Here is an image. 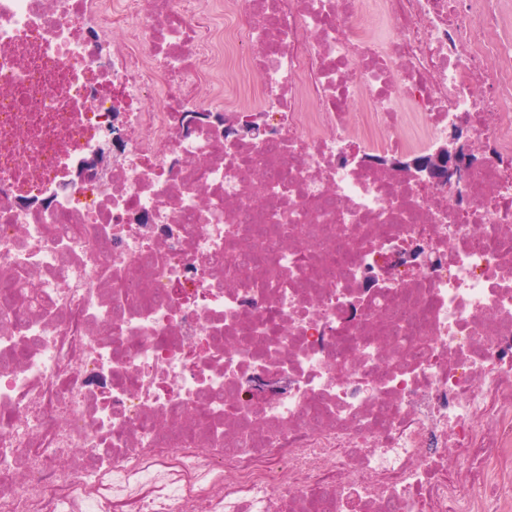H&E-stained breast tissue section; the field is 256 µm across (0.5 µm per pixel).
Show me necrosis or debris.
I'll use <instances>...</instances> for the list:
<instances>
[{
  "instance_id": "1",
  "label": "necrosis or debris",
  "mask_w": 512,
  "mask_h": 512,
  "mask_svg": "<svg viewBox=\"0 0 512 512\" xmlns=\"http://www.w3.org/2000/svg\"><path fill=\"white\" fill-rule=\"evenodd\" d=\"M378 7L381 47L355 0H226L229 36L209 0H0V292L33 298L0 512H512V53L484 0ZM241 48L264 140L205 91ZM359 98L387 154L483 144L466 207L364 163ZM121 103L126 161L84 173ZM253 224L290 241L261 267Z\"/></svg>"
}]
</instances>
